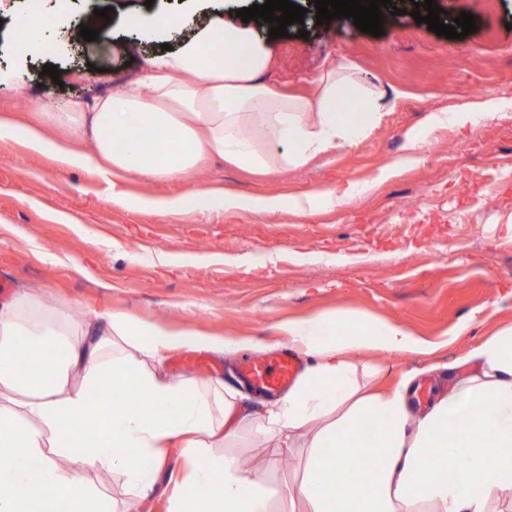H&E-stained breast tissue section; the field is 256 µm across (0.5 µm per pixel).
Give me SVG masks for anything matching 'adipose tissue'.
Wrapping results in <instances>:
<instances>
[{
	"label": "adipose tissue",
	"instance_id": "obj_1",
	"mask_svg": "<svg viewBox=\"0 0 512 512\" xmlns=\"http://www.w3.org/2000/svg\"><path fill=\"white\" fill-rule=\"evenodd\" d=\"M269 64L260 34L236 24L232 10L218 11L172 50L145 58L136 81L38 113L25 127L0 119V140L19 138L32 152L96 170L111 182L113 204L124 205L127 175L176 179L210 157L256 170L298 166L354 146L382 117L384 95L373 89L367 111H337L341 91L358 86L346 62H332L308 96L260 82ZM52 128L81 137L88 150L49 136ZM141 205L176 213L307 209L301 199L229 190ZM279 334L311 364L250 429L259 442L300 448L301 478L284 495L237 456L209 453L236 435L238 390L221 382L202 389L164 368L172 351L234 354L256 342L121 313L90 310L74 320L24 291L0 301V512L30 500L37 512L64 504L71 512H140L175 445L186 470L169 482L170 512H297L301 503L308 512H512V326L448 363L447 394L419 414L409 405L416 373L392 392H370L349 354L422 355L434 342L395 321L341 314L291 319ZM372 417L378 426L368 436ZM354 465L371 470L373 482L346 483ZM93 468L121 473V505L85 480Z\"/></svg>",
	"mask_w": 512,
	"mask_h": 512
}]
</instances>
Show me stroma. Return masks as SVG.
<instances>
[{"mask_svg":"<svg viewBox=\"0 0 512 512\" xmlns=\"http://www.w3.org/2000/svg\"><path fill=\"white\" fill-rule=\"evenodd\" d=\"M54 0H0V69L17 83L0 85V116L24 123L32 113L62 111L71 102L107 94L112 83L136 80L144 57L176 44L223 9L224 0H64L71 28L56 29L59 50L22 59L11 50L13 29L31 12L50 15ZM303 24L269 39L271 64L262 78L294 93L308 92L325 64L347 61L362 84L375 85L394 104L352 148L304 166L258 173L220 159L178 181L130 176L132 201L112 202V186L94 170L70 169L31 153L22 140L0 141V301L25 290L66 314L96 310L127 312L142 319L190 326L219 336L272 342L282 321L342 312L401 323L434 341L423 356L373 351L356 359L376 370V383L397 386L416 369L411 399L420 411L448 387L443 366L475 345L483 332L512 325V0H436L444 23L472 13L474 33L449 39L416 23L412 0H392L383 35L361 32L352 19L316 21L313 0ZM188 15L180 33L149 37L132 56H113L111 46L129 29L125 15ZM99 38L85 41L78 27L95 9ZM306 37H298L299 29ZM58 66L59 80L44 75ZM494 98L500 112L459 128L446 123L426 132V145L412 164L391 171L405 153L406 135L423 128L430 112H457L470 102ZM388 178H381L383 169ZM359 193L333 209L311 214H265L247 210L181 215L143 209L144 197L165 199L197 188L285 198L313 190ZM181 259L175 270L157 255ZM227 256L265 257L266 266L224 264ZM482 313L483 328L466 329ZM250 350L226 357L207 350L169 355L167 373L206 387L214 379L242 393L238 415L251 419L267 394L238 375ZM214 455L233 454L259 469L278 492L292 487L298 453L254 441L248 429L217 445Z\"/></svg>","mask_w":512,"mask_h":512,"instance_id":"obj_1","label":"stroma"}]
</instances>
